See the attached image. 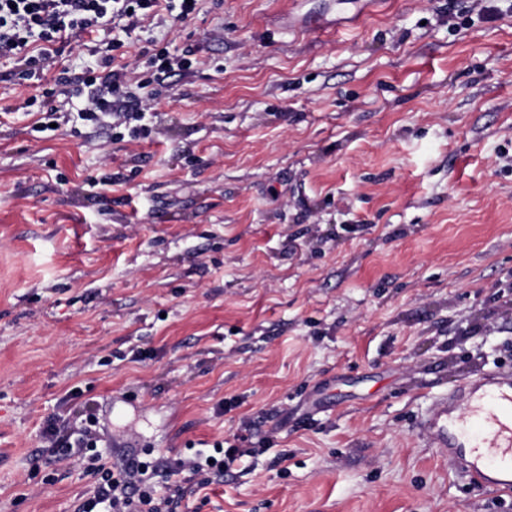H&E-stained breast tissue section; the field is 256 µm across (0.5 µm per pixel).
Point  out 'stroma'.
I'll use <instances>...</instances> for the list:
<instances>
[{
	"label": "stroma",
	"instance_id": "1",
	"mask_svg": "<svg viewBox=\"0 0 512 512\" xmlns=\"http://www.w3.org/2000/svg\"><path fill=\"white\" fill-rule=\"evenodd\" d=\"M389 2L148 26L126 62L196 61L145 140L34 132L73 103L0 60V512H74L92 479L41 431L90 413L185 460L250 431L180 512H512L419 427L512 364V0Z\"/></svg>",
	"mask_w": 512,
	"mask_h": 512
}]
</instances>
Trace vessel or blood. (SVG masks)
<instances>
[{
  "instance_id": "obj_1",
  "label": "vessel or blood",
  "mask_w": 512,
  "mask_h": 512,
  "mask_svg": "<svg viewBox=\"0 0 512 512\" xmlns=\"http://www.w3.org/2000/svg\"><path fill=\"white\" fill-rule=\"evenodd\" d=\"M472 485L512 493V369H494L441 395L420 424Z\"/></svg>"
}]
</instances>
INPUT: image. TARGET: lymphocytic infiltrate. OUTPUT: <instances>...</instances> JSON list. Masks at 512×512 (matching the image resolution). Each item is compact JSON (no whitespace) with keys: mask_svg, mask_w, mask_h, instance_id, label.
Returning <instances> with one entry per match:
<instances>
[{"mask_svg":"<svg viewBox=\"0 0 512 512\" xmlns=\"http://www.w3.org/2000/svg\"><path fill=\"white\" fill-rule=\"evenodd\" d=\"M199 0H0V59L13 61L27 80H42L56 57L73 40L104 33L102 44L91 45L99 54V66L81 71L61 69L57 84L71 87L73 96L84 97L80 120L109 123L114 139H145L152 133L148 104L157 98L156 87L177 73L190 69L188 52L171 53L154 46L140 80H131L128 64L115 62L112 53L129 44L144 29V22L176 23L198 11ZM43 440L60 461L87 459L95 481L76 512H177L191 489L192 477L201 469L198 461L137 457L123 470H112L98 449L104 435L95 417H87L76 434L65 433L58 418L48 419ZM164 476L157 485L156 476Z\"/></svg>","mask_w":512,"mask_h":512,"instance_id":"obj_1","label":"lymphocytic infiltrate"}]
</instances>
